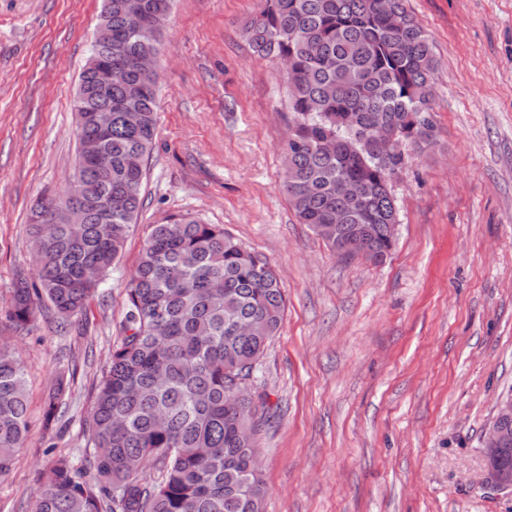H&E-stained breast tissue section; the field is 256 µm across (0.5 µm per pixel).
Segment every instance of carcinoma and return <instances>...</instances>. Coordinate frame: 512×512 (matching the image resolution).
Here are the masks:
<instances>
[{
	"mask_svg": "<svg viewBox=\"0 0 512 512\" xmlns=\"http://www.w3.org/2000/svg\"><path fill=\"white\" fill-rule=\"evenodd\" d=\"M172 0H104L74 107L112 110L101 138L85 121L74 170L83 178V223L58 218L66 192L33 209L28 234L34 275L20 274L6 306L15 332L37 313L60 326L86 312L117 268L142 207L145 162L157 129V80L138 61L158 54ZM254 53L285 69L292 115L282 187L301 224L331 248L365 237L368 259L394 247L397 205L390 178L403 151L382 156L369 130L415 147L414 122L431 112L432 45L405 0H262L244 25ZM112 58V89L93 63ZM350 185L348 194L336 184ZM124 336L111 345L81 427L86 446L53 461L32 512H264L255 466L269 419L262 395L238 399L284 320L286 299L269 259L218 224L179 215L155 224L125 282ZM65 387L46 401L61 417ZM28 401L22 360L0 344V475L24 447ZM154 466L158 477L144 475Z\"/></svg>",
	"mask_w": 512,
	"mask_h": 512,
	"instance_id": "cac0c4a2",
	"label": "carcinoma"
}]
</instances>
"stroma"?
I'll use <instances>...</instances> for the list:
<instances>
[{"instance_id": "obj_1", "label": "stroma", "mask_w": 512, "mask_h": 512, "mask_svg": "<svg viewBox=\"0 0 512 512\" xmlns=\"http://www.w3.org/2000/svg\"><path fill=\"white\" fill-rule=\"evenodd\" d=\"M260 0H173L159 57L158 126L144 203L106 303L68 328L38 316L18 340L25 446L0 477V512H31L41 470L85 447L123 274L152 225H223L276 267L282 326L248 382L266 512H512L485 481L482 441L512 394V0H408L438 61L430 145L391 177L394 249L340 259L282 191L287 82L242 24ZM102 0H0V303L31 270L34 201L63 189L77 154L73 99ZM63 422L44 401L65 361Z\"/></svg>"}]
</instances>
